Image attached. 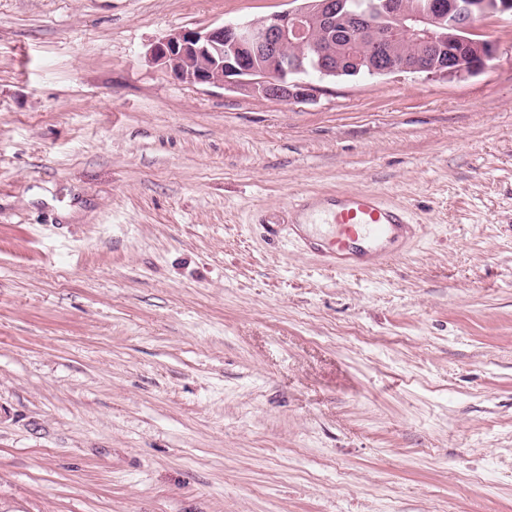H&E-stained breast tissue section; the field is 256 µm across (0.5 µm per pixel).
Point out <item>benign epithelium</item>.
<instances>
[{"instance_id":"7a95c632","label":"benign epithelium","mask_w":512,"mask_h":512,"mask_svg":"<svg viewBox=\"0 0 512 512\" xmlns=\"http://www.w3.org/2000/svg\"><path fill=\"white\" fill-rule=\"evenodd\" d=\"M384 6L413 43L429 47L448 38V65L430 70L385 53L373 60L374 70L384 75L406 72L448 78L477 74L495 56V44L480 38L478 24L512 14V0H429L422 9L403 0H387ZM343 15L342 0H306L247 24L178 30L155 42L149 58L188 84L227 87L280 101L310 99L317 87L287 79L285 50L293 48L300 57L312 54L322 76L341 70V61L319 41L317 31ZM447 18L450 24L444 35L438 28ZM257 57L264 63L255 64Z\"/></svg>"}]
</instances>
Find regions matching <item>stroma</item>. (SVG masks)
<instances>
[{
  "mask_svg": "<svg viewBox=\"0 0 512 512\" xmlns=\"http://www.w3.org/2000/svg\"><path fill=\"white\" fill-rule=\"evenodd\" d=\"M293 0H0V512H512V15L479 74L174 79ZM375 190L355 273L262 220Z\"/></svg>",
  "mask_w": 512,
  "mask_h": 512,
  "instance_id": "35a3bbf8",
  "label": "stroma"
}]
</instances>
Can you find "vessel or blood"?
<instances>
[{
    "instance_id": "obj_1",
    "label": "vessel or blood",
    "mask_w": 512,
    "mask_h": 512,
    "mask_svg": "<svg viewBox=\"0 0 512 512\" xmlns=\"http://www.w3.org/2000/svg\"><path fill=\"white\" fill-rule=\"evenodd\" d=\"M300 211V222L266 225V234L304 243L327 266L343 272L389 263L416 237L406 210L385 204L371 190L311 196Z\"/></svg>"
}]
</instances>
